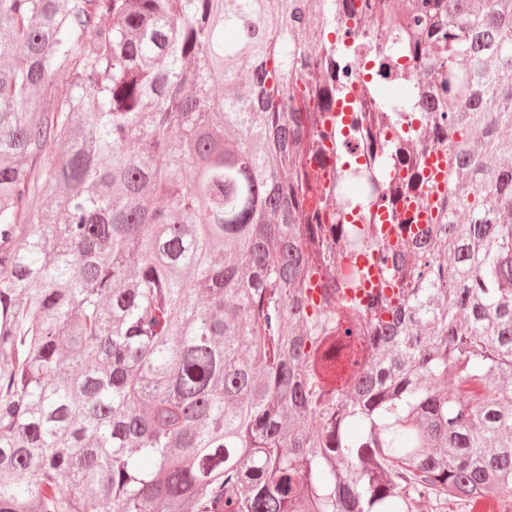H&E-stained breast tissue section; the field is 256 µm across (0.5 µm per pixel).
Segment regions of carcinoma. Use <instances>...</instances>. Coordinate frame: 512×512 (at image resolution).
Masks as SVG:
<instances>
[{
	"mask_svg": "<svg viewBox=\"0 0 512 512\" xmlns=\"http://www.w3.org/2000/svg\"><path fill=\"white\" fill-rule=\"evenodd\" d=\"M357 52L396 130L365 165L288 105L332 111ZM362 255L392 294L336 278ZM484 499L512 512V0H0V512Z\"/></svg>",
	"mask_w": 512,
	"mask_h": 512,
	"instance_id": "1",
	"label": "carcinoma"
}]
</instances>
